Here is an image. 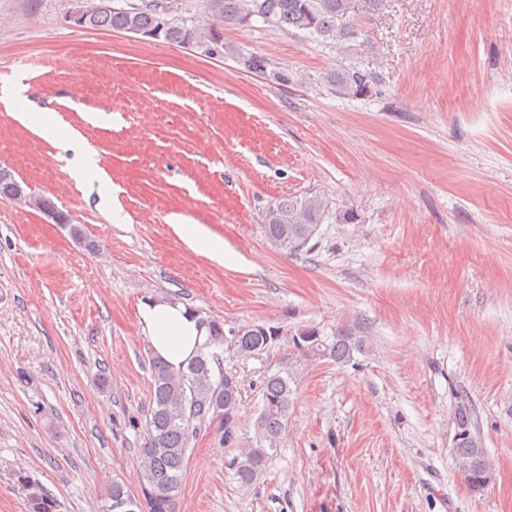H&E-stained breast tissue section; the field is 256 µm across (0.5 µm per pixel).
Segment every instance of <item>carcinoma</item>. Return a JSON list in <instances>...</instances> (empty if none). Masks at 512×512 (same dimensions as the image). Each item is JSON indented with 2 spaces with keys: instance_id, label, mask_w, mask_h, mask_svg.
I'll return each mask as SVG.
<instances>
[{
  "instance_id": "1",
  "label": "carcinoma",
  "mask_w": 512,
  "mask_h": 512,
  "mask_svg": "<svg viewBox=\"0 0 512 512\" xmlns=\"http://www.w3.org/2000/svg\"><path fill=\"white\" fill-rule=\"evenodd\" d=\"M213 14L226 25L259 19L282 29L307 32L310 37L352 49L362 35L358 18L378 5V0H207ZM93 29L133 32L152 38L156 35L173 44L215 42L216 29L188 27L168 16L156 4L134 8L112 7V0H97L89 19ZM336 93L360 97L371 92L373 77L358 68L341 69L328 76ZM19 181L0 170V197L14 199ZM325 201L317 196H287L279 199L265 215L264 232L271 243L288 253L303 249L316 233L325 213ZM209 330L207 349L192 359L186 368L173 371L161 359H151L153 389L146 432L139 448L142 498L130 496L118 483L108 493L106 512H176V498L186 466V452L202 427L218 421L224 428V443L239 444L237 415L240 401L238 382L221 367L224 344L242 358L257 354L280 339V330L263 325H248L238 335L224 336V325L203 316ZM294 347L304 357L330 358L347 363L356 354L369 350L370 340L350 329H339L332 338L315 330L303 329L292 336ZM297 377L290 367L268 374L263 381L262 405L254 422V436L236 458L235 476L244 486L251 485L264 470L269 452L274 450L294 406ZM453 454L458 469L474 492H481L492 478V468L483 443L472 430L469 405L461 401L456 409ZM29 512H57L54 498L36 488L28 500Z\"/></svg>"
}]
</instances>
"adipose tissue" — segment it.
<instances>
[{
  "label": "adipose tissue",
  "mask_w": 512,
  "mask_h": 512,
  "mask_svg": "<svg viewBox=\"0 0 512 512\" xmlns=\"http://www.w3.org/2000/svg\"><path fill=\"white\" fill-rule=\"evenodd\" d=\"M138 325L153 354L175 369L185 367L209 336L199 317L172 299L142 302L138 308Z\"/></svg>",
  "instance_id": "ef3b65f1"
}]
</instances>
